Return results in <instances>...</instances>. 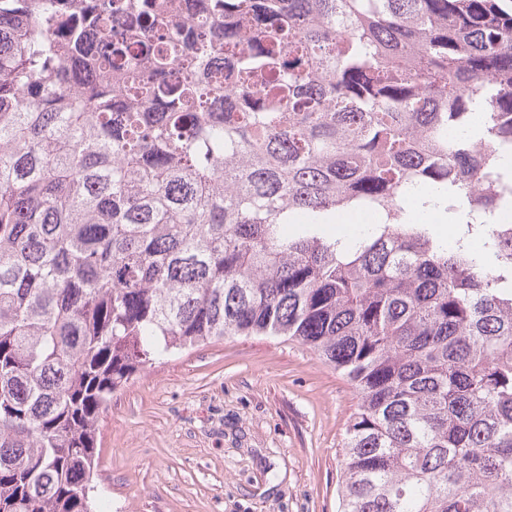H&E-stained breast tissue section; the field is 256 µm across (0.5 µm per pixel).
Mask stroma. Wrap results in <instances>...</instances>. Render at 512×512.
I'll return each mask as SVG.
<instances>
[{
    "label": "stroma",
    "mask_w": 512,
    "mask_h": 512,
    "mask_svg": "<svg viewBox=\"0 0 512 512\" xmlns=\"http://www.w3.org/2000/svg\"><path fill=\"white\" fill-rule=\"evenodd\" d=\"M355 395L306 346L237 336L156 362L101 424L115 512H337Z\"/></svg>",
    "instance_id": "35a3bbf8"
}]
</instances>
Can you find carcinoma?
I'll list each match as a JSON object with an SVG mask.
<instances>
[{
    "mask_svg": "<svg viewBox=\"0 0 512 512\" xmlns=\"http://www.w3.org/2000/svg\"><path fill=\"white\" fill-rule=\"evenodd\" d=\"M184 8L0 0V512H97L112 394L253 335L351 385L339 512H512V4ZM422 212L425 214L426 218L434 220L435 224H433L434 229L438 232V234L445 239L448 244L453 243L454 235H447L446 228L452 227L455 228L451 222L455 220V215L448 213L445 211L444 206L433 207L432 205H428L427 207L422 209ZM444 224V225H441ZM439 228H444L443 233L439 232Z\"/></svg>",
    "mask_w": 512,
    "mask_h": 512,
    "instance_id": "1",
    "label": "carcinoma"
}]
</instances>
